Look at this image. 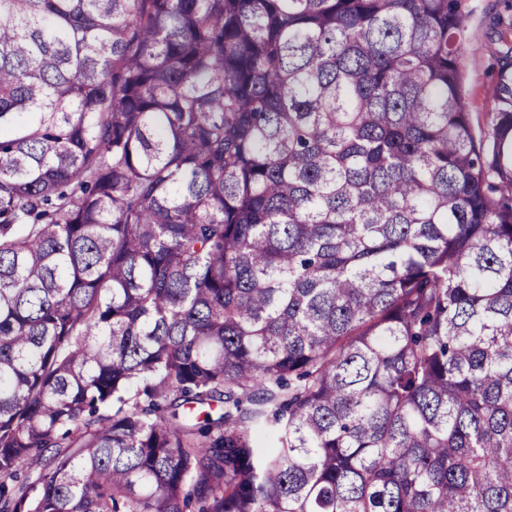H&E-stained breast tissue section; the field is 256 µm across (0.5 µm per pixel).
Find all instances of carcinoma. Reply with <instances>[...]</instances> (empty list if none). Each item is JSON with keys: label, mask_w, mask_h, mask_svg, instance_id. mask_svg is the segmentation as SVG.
<instances>
[{"label": "carcinoma", "mask_w": 512, "mask_h": 512, "mask_svg": "<svg viewBox=\"0 0 512 512\" xmlns=\"http://www.w3.org/2000/svg\"><path fill=\"white\" fill-rule=\"evenodd\" d=\"M466 2L0 0V512H512Z\"/></svg>", "instance_id": "obj_1"}]
</instances>
